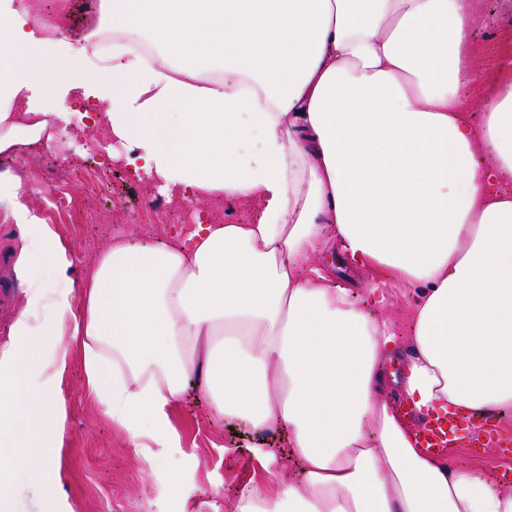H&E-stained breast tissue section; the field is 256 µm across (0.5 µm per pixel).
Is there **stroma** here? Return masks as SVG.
<instances>
[{
    "instance_id": "1",
    "label": "stroma",
    "mask_w": 512,
    "mask_h": 512,
    "mask_svg": "<svg viewBox=\"0 0 512 512\" xmlns=\"http://www.w3.org/2000/svg\"><path fill=\"white\" fill-rule=\"evenodd\" d=\"M474 46L482 71L489 78L512 76V15L504 14L498 0H483V11L474 27ZM72 107L59 127L73 131L76 142L70 167L85 165L95 155L105 166L134 170L137 151L113 135H103L79 122L75 113L80 96L69 95ZM40 158L25 150L0 156V173L20 176L21 198L41 223L62 241L71 262L69 276L81 281L94 257L112 239L182 243L186 237L171 224H153L149 214L135 215L141 199L151 197L156 187L146 180L134 188L113 182L111 189L97 183L72 181L67 170L59 171L53 188L38 182ZM259 199H228L223 210L214 200L194 206L203 221L216 224L251 222L260 215ZM5 239L13 257L19 293L14 309L0 313V350L16 341L15 322L29 291L25 254L30 233L17 224L10 209L0 207V239ZM67 401L63 447L55 457L60 465L57 512H233L246 490L274 492L265 470L249 452L257 440L278 449L285 464H293L287 431L257 436L246 422L219 416L195 387H188L172 410V422L182 438L181 448L164 460L136 456L123 429L114 425L83 387V366L78 353H71L61 378ZM449 459L462 467L493 471L496 482L512 488V456L497 448L451 447ZM12 512H42L46 490L31 478L25 458H18L16 475L7 485Z\"/></svg>"
}]
</instances>
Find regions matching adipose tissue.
Listing matches in <instances>:
<instances>
[{"label": "adipose tissue", "instance_id": "adipose-tissue-1", "mask_svg": "<svg viewBox=\"0 0 512 512\" xmlns=\"http://www.w3.org/2000/svg\"><path fill=\"white\" fill-rule=\"evenodd\" d=\"M482 0H102L125 39L102 68L86 45L41 49L26 0H0V154L46 138L68 109L57 86L93 91L109 128L170 195L257 198L252 224H197L186 243L115 239L78 301L32 278L18 352L0 371V476L23 446L50 481L79 352L88 393L152 459L180 447L171 412L195 386L222 417L288 432L295 471L250 452L275 493L238 512H512L487 470L425 453L384 396L387 361L419 418L512 408V80H478ZM155 48L153 58L136 50ZM55 94L53 110L38 97ZM0 174L35 244L65 248ZM374 270L366 298L327 278L329 248ZM414 293L399 344L382 281Z\"/></svg>", "mask_w": 512, "mask_h": 512}]
</instances>
